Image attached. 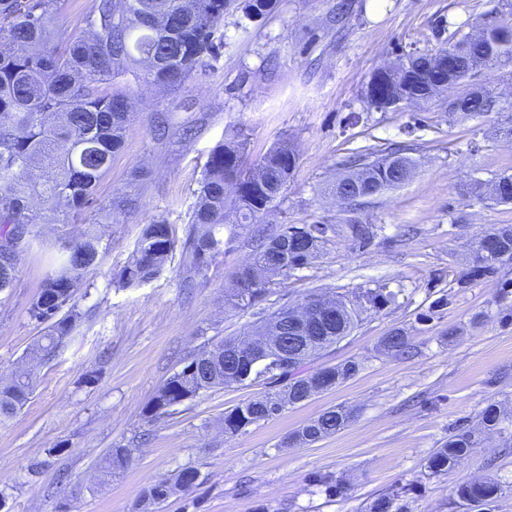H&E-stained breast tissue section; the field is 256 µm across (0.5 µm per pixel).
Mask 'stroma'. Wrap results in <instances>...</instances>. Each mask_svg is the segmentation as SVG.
I'll list each match as a JSON object with an SVG mask.
<instances>
[{
  "instance_id": "1",
  "label": "stroma",
  "mask_w": 512,
  "mask_h": 512,
  "mask_svg": "<svg viewBox=\"0 0 512 512\" xmlns=\"http://www.w3.org/2000/svg\"><path fill=\"white\" fill-rule=\"evenodd\" d=\"M279 0L263 20L229 8L217 58L180 86L137 89L138 116L102 177L89 208L38 226L21 253L13 285L0 293V379L24 369L43 336L29 309L69 243L89 224L101 234L97 265L74 300L78 319L62 351L38 363L27 404L0 420V494L8 512H135L150 484L192 468L200 478L161 512H369L388 498L403 512H461L456 490L485 476L506 493L493 512H512V433L491 432L460 465L427 469L452 429L476 425L488 404L512 407V265L461 288L469 240L512 224V206L474 199L470 185L512 172V63L473 75L453 89L481 87L490 112L469 118L436 100L395 111L370 106L372 72L398 57L431 53L476 23L512 16V0ZM242 129L249 160L290 140L299 164L287 191L256 224L240 227L224 251L185 287L196 191L211 149ZM403 148L414 177L357 211L372 225L367 246L351 241L346 214L330 192L343 160L357 150ZM131 209L110 212L118 195ZM170 224L175 249L164 269L138 288L119 275L143 224ZM283 224H324L310 267L275 278L263 301L240 309L225 297L233 274L255 252L260 233ZM386 287L382 308L365 304L349 336L314 366L353 359L360 372L343 385L286 408L276 419L224 434V414L274 391L270 379L200 393L156 420L146 407L192 351L242 335L267 314L313 293L352 297ZM394 328L404 355L381 353ZM353 417L311 445L288 438L324 410ZM131 453L127 469L102 479L111 449ZM339 483L332 495L327 484Z\"/></svg>"
}]
</instances>
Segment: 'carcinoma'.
Returning <instances> with one entry per match:
<instances>
[{
    "mask_svg": "<svg viewBox=\"0 0 512 512\" xmlns=\"http://www.w3.org/2000/svg\"><path fill=\"white\" fill-rule=\"evenodd\" d=\"M229 0H95L84 22L86 31L75 34L58 21L62 0H0V247L19 234L32 233L38 224H54L63 212L79 213L93 202L96 187L111 168L112 159L126 142L134 102L132 88L117 79L126 75L134 81L157 87H174L191 72L215 58L222 47L216 37ZM278 0H240L238 8L248 17L273 11ZM500 61L512 62V24L503 20L493 34ZM473 63L484 49L468 36L448 44ZM429 54H409L389 65L388 75L396 105L423 102L433 96ZM467 118L489 111L492 100L483 90L464 96ZM268 163L257 176L247 178L245 142L241 133H229L210 151L197 191L192 225L185 243L187 273L198 275L208 261L223 251L220 230L236 235L241 224H252L272 208L288 189L299 155L290 141L272 147ZM409 165V157L390 154L359 159L368 167L367 176L334 185L356 198L377 197V188L392 189L402 174L398 160ZM472 193L481 201L512 205V173L490 181L476 180ZM328 230L325 224H289L260 241L248 265L235 274L227 297L245 308L260 301L269 282L256 284L254 273L263 268L281 271L283 256L295 269L308 267L317 258ZM352 241L365 246L374 237L371 225L349 220ZM175 248L171 226L154 221L143 226L132 261L123 269V286H140L155 278ZM100 236L91 230L70 247L63 263L48 275L31 304L32 319L48 324L37 340L34 354L41 360L58 355L72 332L77 313L70 306L84 274L96 266ZM18 256H0V292L12 287ZM512 262V224H495L470 243L469 269L457 286L492 277ZM336 324L322 334L301 339L293 334V319L280 320L281 333L288 334V362L273 359L255 363L258 355L241 337L234 336L191 354L182 370L171 375L147 406V417L169 412L200 392L229 385L247 386L261 377L284 383L281 390L249 400L224 415V434L232 437L246 426L280 416L317 393L335 388L354 378L360 370L355 360L311 369L309 361L338 343L352 331L356 317L346 308L336 310ZM409 345L401 329L382 337L379 348L400 354ZM34 370L13 376L0 384V417L21 410L34 390ZM352 418L345 406L324 411L297 430L290 440L312 444L344 429ZM508 420L498 405L491 403L481 413V425L494 430ZM479 445L478 432L460 428L448 437L427 463L433 474L448 471L468 458ZM130 462L126 448H114L105 458L106 473L124 470ZM198 471L184 469L177 477L151 484L142 506L156 510L178 492L195 485ZM503 494L494 480L464 484L457 489L459 505L466 509L481 502L493 505Z\"/></svg>",
    "mask_w": 512,
    "mask_h": 512,
    "instance_id": "1",
    "label": "carcinoma"
}]
</instances>
